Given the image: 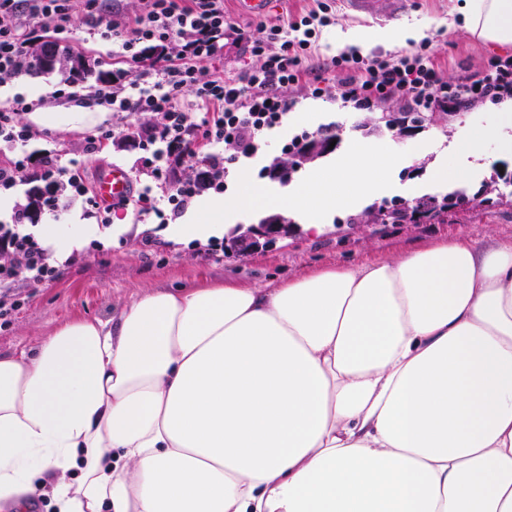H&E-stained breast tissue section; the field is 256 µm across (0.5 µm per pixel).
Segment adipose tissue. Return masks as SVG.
<instances>
[{
    "mask_svg": "<svg viewBox=\"0 0 512 512\" xmlns=\"http://www.w3.org/2000/svg\"><path fill=\"white\" fill-rule=\"evenodd\" d=\"M512 45V0H466ZM512 106L462 128L512 155ZM357 147L276 204L320 229L382 195ZM182 236L267 204L249 171ZM512 512V243L454 237L277 286L142 290L0 355V512Z\"/></svg>",
    "mask_w": 512,
    "mask_h": 512,
    "instance_id": "obj_1",
    "label": "adipose tissue"
}]
</instances>
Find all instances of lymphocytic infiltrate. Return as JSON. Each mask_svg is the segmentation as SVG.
<instances>
[{"label":"lymphocytic infiltrate","mask_w":512,"mask_h":512,"mask_svg":"<svg viewBox=\"0 0 512 512\" xmlns=\"http://www.w3.org/2000/svg\"><path fill=\"white\" fill-rule=\"evenodd\" d=\"M76 4L90 30L120 40L122 48L121 68L113 70L111 82L91 90L90 98L112 110L153 112L163 117L161 124L129 132L145 153L143 166L150 179L135 200L143 213L157 210L165 202L172 215H180L185 201L196 195V183L172 186L170 160L197 140L211 148L207 171L212 189H222L231 157H255L268 132L281 124L288 111L285 91L294 84L308 83L314 95L333 96L365 110L399 97L409 111L425 114L512 97V54L494 56L451 82L428 40L397 58L342 52L329 63L339 75L334 84L323 75H309L304 63L312 54L319 29L331 23L325 0L285 25L259 21L231 30L224 25V0H146L142 15L106 26L101 17L107 0H0V14L13 19L12 24L0 25V85L13 81L34 63L27 48V20H38L41 28L66 41L72 34L71 10ZM230 31L252 56L260 58V66L231 76L201 78L200 63L217 55ZM177 35L183 42L175 60L160 65L148 56V49L165 47ZM187 92L192 93L197 111L180 105ZM37 107V102L18 97L10 107L0 109V147L6 151L0 159V189L35 180H62L83 197L101 225H108L109 208L89 193L79 168L63 166L52 156L44 159L40 169L30 166L21 150L28 130L18 117ZM227 147L233 149V156L224 155ZM81 262L76 253L57 260L28 227L24 212L16 211L11 223L0 224V317L17 308L21 292H35L57 278L60 266ZM20 278L25 285L19 289L15 283Z\"/></svg>","instance_id":"lymphocytic-infiltrate-1"}]
</instances>
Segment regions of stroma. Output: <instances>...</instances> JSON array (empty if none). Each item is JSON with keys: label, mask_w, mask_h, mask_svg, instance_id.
Wrapping results in <instances>:
<instances>
[{"label": "stroma", "mask_w": 512, "mask_h": 512, "mask_svg": "<svg viewBox=\"0 0 512 512\" xmlns=\"http://www.w3.org/2000/svg\"><path fill=\"white\" fill-rule=\"evenodd\" d=\"M335 15L333 23L324 27L319 47L309 65L319 68L329 63L333 55L343 51L341 35L350 30L371 34L388 33L386 41L373 45L376 53L398 55L411 47V40L391 38V31L399 27L422 29L432 39L438 62L446 76L456 79L473 71L495 56V48L482 45L465 30L462 11L464 0H408L405 13L398 22L389 19L390 0H373V13L365 17L349 14L339 0H327ZM76 33L69 48L84 55L89 64L107 71L118 67L121 60L111 41L90 35L81 15H73ZM244 43L226 36L224 49L202 66L203 77L233 75L254 66ZM62 72L46 73L30 70L8 83V96H0V108L11 105L13 95H27L29 86H47L51 92L41 97L44 112H94L97 104L88 99L66 100L57 97L56 89L64 80ZM288 110L300 111L305 102H314L315 113L302 121L291 120L286 126L270 132L264 139L250 168L257 181L279 193L292 191L295 186L316 171L327 168L362 144L397 151L401 162L390 174V187L385 200L444 195L461 189L474 193L482 182L488 181L497 170L512 173V158H500L496 143L485 144V159L475 162L470 177L463 182L449 180L435 183L432 172L437 166L456 169L461 159L454 154L453 145L459 128L486 125L494 105H475L462 117L448 119L439 113L429 128L414 136L399 139L391 133L365 138L360 126L369 116L368 111L343 105L330 98H312L307 87L291 86L286 91ZM160 116L141 112L116 111L107 118L113 137L98 152L85 154L78 146L86 136L83 126L56 131L54 137H45L37 128H30L25 146L32 163H39L48 154L60 157L61 164L77 160L87 181H94L99 167L115 163L126 170L138 169L140 152L129 143L124 133L128 128L160 123ZM341 126L338 147L314 164L299 170L292 180L282 183L265 177L263 171L274 158L284 156L286 139L302 133H312L327 126ZM214 190L205 189L191 198L180 219H161L155 214H142L133 207L114 210L112 230H96L87 236L82 247L85 262L78 268H61L58 277L36 294L21 296V305L11 317L0 319V354L23 349H35L55 329L74 318L106 320L121 309L143 288L177 292L188 288L234 282L245 285L274 286L289 278L327 266H344L370 262L382 254H395L425 246L449 237L480 236L485 227H492L500 240H512V206L486 204L474 209H455L445 220L422 224H372L363 231L352 230L349 211L342 210L329 217L321 234L309 235L301 218L291 220L288 235L275 237L273 242L248 255H227L212 251L208 240L171 238L163 234L166 226L192 223L194 207L217 199Z\"/></svg>", "instance_id": "stroma-1"}]
</instances>
